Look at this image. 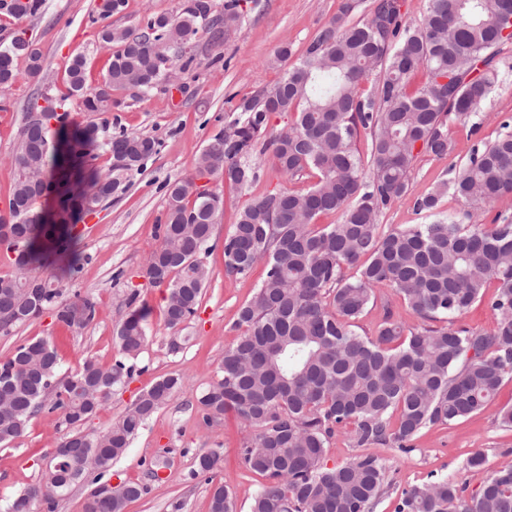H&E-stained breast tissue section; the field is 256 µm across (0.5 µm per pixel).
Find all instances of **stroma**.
<instances>
[{
  "label": "stroma",
  "mask_w": 512,
  "mask_h": 512,
  "mask_svg": "<svg viewBox=\"0 0 512 512\" xmlns=\"http://www.w3.org/2000/svg\"><path fill=\"white\" fill-rule=\"evenodd\" d=\"M344 1L242 0L243 20L226 34L223 45L212 46L207 35H198L197 64L183 76L185 93L154 90L136 96L129 90L115 92L120 105L108 114L113 129L153 137L157 151L133 174L124 193L103 203L93 215L84 216L86 228L76 243L81 255L78 268L62 272L63 261L56 257L38 271L44 278L61 277L68 293L92 297L98 303V315L89 326L71 330L56 323L53 311L47 310L9 333H0V361L22 342L49 337L57 347L62 370L77 369L90 358L108 364L118 353L115 329L128 311L126 299L131 291H138L140 304L148 310L147 343L133 361L130 382L115 390L83 429L88 433L105 431L131 408L141 391L161 377L180 375L182 386L112 464L113 485L133 482L145 488L139 499L127 504L125 512H209L211 491L218 483L233 493L237 512H250L252 498L264 482L240 461L239 448L246 436L241 425L230 415L203 424L196 400L219 379L224 351L238 335L234 326L237 312L263 275L259 266L246 278L225 275V235L251 198L274 189L302 191L310 186V179H288L267 161L260 179L241 190L219 174L197 180L198 188L221 194L224 204L210 240L207 263L211 280L194 318L182 331V339H175L173 330L164 325L163 289L148 285L143 272L159 244L168 202L167 182L193 173L199 153L210 137L223 129L225 115L242 98L280 79L285 64L277 58L279 47L286 44L293 54H300ZM97 2L45 0L40 15L19 20L0 16V41L10 40L16 30H25L40 49L43 65L37 78L22 76L0 94V203L13 186L19 130L33 102L44 95L56 98L66 93V69L76 54H84L88 60L89 84H98L107 68L112 49L99 40L98 27L89 17ZM493 66L498 80L482 103L476 123L449 124L446 156L417 151L410 176L412 199L392 205L381 215L380 232L426 222V215L415 211L413 199L451 178L468 161L474 147L494 142L503 122L512 120V42L501 45ZM439 213L466 224L512 221V192L491 205H473L450 194L442 198ZM389 313L408 325L419 323L393 290L381 288L357 321L359 333L376 335ZM510 405L512 379L508 378L485 410L466 420L422 430L409 454L371 446V454L385 459L392 481L389 495L373 512H395L403 490L438 477L463 483L467 493H475L493 471L512 465V430L500 427L497 421L499 410ZM67 432L57 416L43 412L30 420L21 437L0 447V512L40 479ZM209 448L223 450L224 461L220 469L206 476L198 473L196 459ZM478 451L486 457L483 468H467L468 457ZM159 457L167 459L169 466L157 480L150 475L149 463Z\"/></svg>",
  "instance_id": "stroma-1"
}]
</instances>
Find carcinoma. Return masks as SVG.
Masks as SVG:
<instances>
[{
	"label": "carcinoma",
	"mask_w": 512,
	"mask_h": 512,
	"mask_svg": "<svg viewBox=\"0 0 512 512\" xmlns=\"http://www.w3.org/2000/svg\"><path fill=\"white\" fill-rule=\"evenodd\" d=\"M42 6L43 0H0V13L21 18ZM125 6L126 0L96 6L100 40L116 50L96 85L86 83L85 56L72 58L67 94L47 100L51 118L64 121L70 99L84 112H110L119 104L114 91L147 94L164 86L174 72L194 66L199 33L221 44L241 20L240 0H224L220 10L215 0H183L176 15H150L136 30L112 26L110 18ZM351 10L342 5L276 84L242 100L205 145L192 175L167 182L161 243L145 268L149 284L166 289L165 326L181 328L196 314L211 278L206 258L223 205L215 192L194 191L195 180L221 173L245 188L259 179L266 155L291 178H314L304 191L252 198L224 238L227 275L245 277L261 259L265 272L238 310L236 326L244 331L224 350L222 377L198 404L205 421L232 412L252 431L240 455L265 483L251 512H370L390 482L383 459L365 449L382 445L408 453L422 430L480 413L512 378V222L439 219L378 232L380 215L409 196L415 150L447 155L448 124L469 121L491 93L493 58L512 41V0H427L416 27L403 21L400 0H375L370 15L356 23L348 19ZM21 56L28 77L40 74L42 54L19 32L0 45L1 92L19 79L15 61ZM377 70L383 79L366 87ZM418 72L423 81L412 88ZM274 113L292 114L288 128L268 130ZM503 129L493 143L473 149L452 181L417 199L415 210L434 213L449 192L485 205L511 192L512 125L506 121ZM106 131L94 120L60 128L71 174L52 152L48 124L24 120L10 194L20 205L11 215L14 240L6 247L19 258L13 274L0 276V332L47 309L73 330L95 320V300L78 293L66 298L63 289L33 275L51 251L67 257L71 270L80 255L73 234L35 212L30 174L41 172L42 191L54 195L70 219H81L124 192L156 151L148 136L120 132L106 139ZM362 135L370 139L365 156L356 147ZM101 144L113 159L104 173L85 167ZM73 175L90 180L98 193H73ZM328 214L339 220L317 226ZM350 267L356 272L348 277ZM491 283L495 329L457 325ZM379 288L393 289L421 325L409 327L388 312L375 336L359 334L357 319ZM116 336L120 349L108 365L89 359L62 373L47 338L18 346L0 362V389L11 391L0 406V445L21 437L40 412H56L71 427L42 480L19 494L34 498L41 512H56L59 499L89 475L90 452L101 481L182 385L179 376H166L142 391L110 429L84 432L82 423L133 376L128 361L146 342L145 307L127 313ZM341 430L363 452L330 467L325 448ZM222 461L219 450H205L197 457L198 471L210 473ZM144 491L126 483L110 498L92 492L84 512H125ZM210 512H234L222 483L212 490ZM396 512H512V467L495 471L471 497L446 478L414 485L402 491Z\"/></svg>",
	"instance_id": "carcinoma-1"
}]
</instances>
